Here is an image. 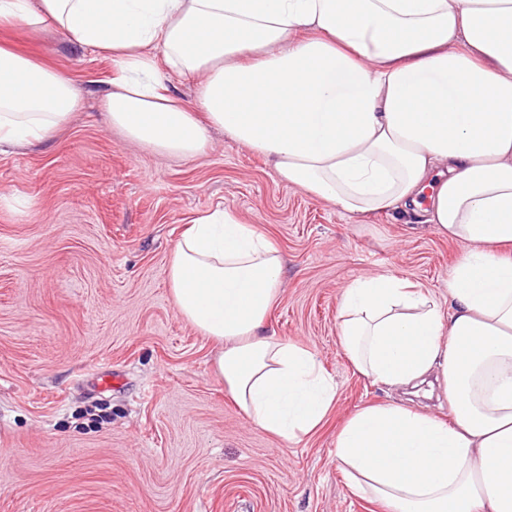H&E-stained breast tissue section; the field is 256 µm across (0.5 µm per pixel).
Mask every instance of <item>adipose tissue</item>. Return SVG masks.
I'll return each mask as SVG.
<instances>
[{
  "label": "adipose tissue",
  "instance_id": "adipose-tissue-1",
  "mask_svg": "<svg viewBox=\"0 0 512 512\" xmlns=\"http://www.w3.org/2000/svg\"><path fill=\"white\" fill-rule=\"evenodd\" d=\"M18 25L112 59L102 107L128 142L189 159L216 127L337 210L468 243L447 303L394 276L346 288L354 371L393 389L435 379L451 419L364 407L336 459L387 512H512V0H0V30ZM172 72L196 78L195 105ZM81 107L68 76L0 41V145L43 142ZM283 271L218 208L187 226L166 276L180 317L218 345L225 393L290 441L322 424L336 384L311 349L266 333Z\"/></svg>",
  "mask_w": 512,
  "mask_h": 512
}]
</instances>
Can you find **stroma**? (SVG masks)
Instances as JSON below:
<instances>
[{"mask_svg": "<svg viewBox=\"0 0 512 512\" xmlns=\"http://www.w3.org/2000/svg\"><path fill=\"white\" fill-rule=\"evenodd\" d=\"M2 40L69 74L83 106L52 139L0 152V512H385L350 491L335 442L397 393L354 372L339 304L364 275L447 302L467 244L386 212L359 221L220 131L192 159L126 142L101 115L110 59L21 27ZM218 207L284 258L268 333L309 347L336 381L332 411L301 439L245 419L214 345L171 300L176 242ZM101 372L118 383L99 388Z\"/></svg>", "mask_w": 512, "mask_h": 512, "instance_id": "1", "label": "stroma"}]
</instances>
